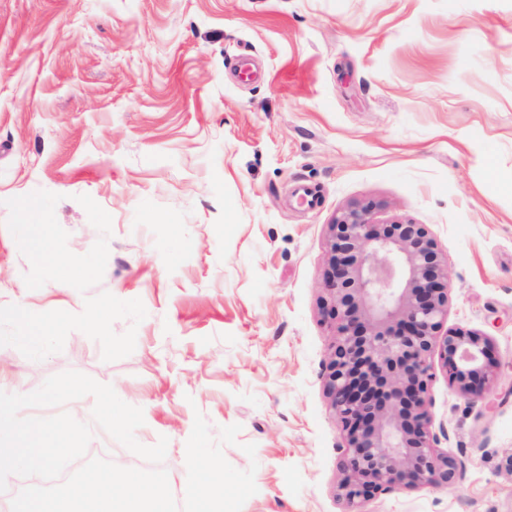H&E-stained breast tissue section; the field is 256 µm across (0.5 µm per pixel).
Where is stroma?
Returning a JSON list of instances; mask_svg holds the SVG:
<instances>
[{
    "mask_svg": "<svg viewBox=\"0 0 512 512\" xmlns=\"http://www.w3.org/2000/svg\"><path fill=\"white\" fill-rule=\"evenodd\" d=\"M368 201L426 226L447 328L500 366L475 402L435 372L449 486L361 512H512V0H0V390L111 385L143 411L139 443L167 438L177 501L200 415L241 427L222 451L256 470L242 512H345L321 283L334 215ZM33 224L76 281L30 256ZM49 303L23 342L12 309ZM94 404L63 406L88 454L151 469Z\"/></svg>",
    "mask_w": 512,
    "mask_h": 512,
    "instance_id": "obj_1",
    "label": "stroma"
}]
</instances>
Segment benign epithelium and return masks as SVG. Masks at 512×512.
Segmentation results:
<instances>
[{"mask_svg": "<svg viewBox=\"0 0 512 512\" xmlns=\"http://www.w3.org/2000/svg\"><path fill=\"white\" fill-rule=\"evenodd\" d=\"M375 209L335 217L322 280V312L335 328L324 391L346 432L338 491L348 512L384 491L455 477L457 460L432 431L433 354L467 398L488 391L496 368L489 339L441 333L451 282L425 225L381 223Z\"/></svg>", "mask_w": 512, "mask_h": 512, "instance_id": "1", "label": "benign epithelium"}]
</instances>
